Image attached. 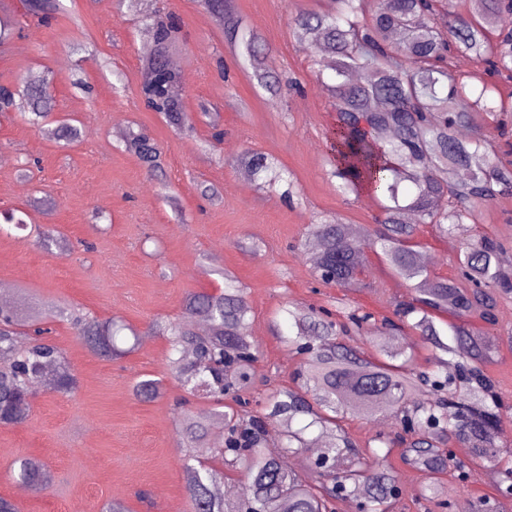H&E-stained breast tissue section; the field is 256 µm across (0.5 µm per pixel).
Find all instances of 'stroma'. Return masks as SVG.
I'll use <instances>...</instances> for the list:
<instances>
[{
	"label": "stroma",
	"mask_w": 512,
	"mask_h": 512,
	"mask_svg": "<svg viewBox=\"0 0 512 512\" xmlns=\"http://www.w3.org/2000/svg\"><path fill=\"white\" fill-rule=\"evenodd\" d=\"M51 25L34 22L22 0H0V21L14 31L0 47V84L30 82L53 74L49 88L57 116L78 118L77 144L55 141L18 116H0V213L12 212L26 229L0 233V286L25 307L49 304L80 308L100 318H119L141 339L128 357L112 362L91 354L64 321L52 324L50 341L64 352L78 378L70 395L37 392L27 420L0 428V496L19 512H101L110 500L127 512H193L186 492L176 423L183 393L167 373L166 337L152 334L157 319L181 315L192 291L223 287L233 275L247 293L249 334L258 347L251 406L272 388L291 386L300 361L286 343L290 327L282 305L325 306L331 298L372 313L391 315L409 295L381 257L365 251V273L354 288L318 283L298 243L309 225L339 218L359 229L374 226L379 208L366 189L342 196L329 174V137L336 114L310 53L294 37L291 16L320 10L327 0H234L243 29L268 48L269 64L297 80L288 96L254 88L230 51L224 30L200 0H164L177 18L182 40L171 58L186 59L189 78L180 94L193 131L176 132L140 98L145 59L141 37L146 12L121 10L117 0H62ZM224 131L207 149L213 127ZM150 135L162 153L161 172L151 175L121 142L128 130ZM264 153L288 169L292 198L282 187L241 185L245 152ZM204 185L214 199L201 197ZM49 227L67 237L70 251L57 254L37 241ZM486 235L512 257V196L472 208L460 232L443 236L420 225L415 241L438 275L456 274L468 239ZM479 336L496 348L485 369L498 386L505 410L496 443L512 451V295L499 297L497 321L475 319ZM158 378L164 393L151 402L133 392L137 380ZM454 461L469 469L437 476L443 499L460 496L512 512V496L475 460L451 445ZM43 462L54 479L23 492L5 476L15 459ZM385 465L403 491L396 512H442L419 497L424 475L392 449Z\"/></svg>",
	"instance_id": "35a3bbf8"
}]
</instances>
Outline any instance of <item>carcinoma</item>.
<instances>
[{
  "label": "carcinoma",
  "instance_id": "obj_1",
  "mask_svg": "<svg viewBox=\"0 0 512 512\" xmlns=\"http://www.w3.org/2000/svg\"><path fill=\"white\" fill-rule=\"evenodd\" d=\"M436 0H330L320 12H299L294 33L309 45L315 62L332 71L325 83L336 112L332 131L331 175L338 191L348 195L362 187L384 198L379 229L364 227L353 236L339 221L309 226L300 246L315 272L329 271L334 286H355L362 280L360 254L378 251L393 276L410 286L414 297L396 304V320H387L395 340H373L380 358L365 355L344 338L381 331L369 312L341 306L327 309L283 308L294 336L288 343L301 356L298 386L266 396L262 411L235 410L240 392L251 383L256 359L250 341L246 292L224 272V288L190 292L182 318L155 321L151 330L170 337L166 369L182 389L207 402L187 412L177 433L182 446L193 450L196 464L184 466L185 488L194 512H334V501L348 498L356 512H392L399 495L398 477L380 467L373 447L358 449L338 418L393 416L394 435H377L384 448L402 445L404 462L423 472L424 491L435 495L434 476L450 466L443 446L451 441L471 449L472 456L499 484L512 482V458L502 456L496 434L503 405L494 382L483 369L491 352L489 341L475 334L473 313L490 322L495 302L490 290L512 294V260L488 236L463 244L456 276L439 277L421 261L413 239L419 225L431 224L447 235L464 223L477 204L512 195V169L499 164L490 135L458 136L473 126L474 115L512 110V101L496 100L495 87L483 74L473 78L481 88L469 91L444 66L446 56H467L484 64V74L512 77V31L497 41L487 30L506 12L505 0H480L478 17L447 20ZM29 14L48 23L62 10L60 0H24ZM205 10L224 28L225 41L257 86L286 94L290 82L272 72L268 51L259 37L240 27L232 0H201ZM154 55L147 61L148 80L141 93L148 107L163 114L178 130H192L193 118L172 95L178 81L165 54L180 40V26L171 15H156L152 26ZM46 78L39 85L20 81L0 85V112H14L47 127L57 141L78 138L75 119L58 120L51 112ZM125 141L147 171L160 167V151L146 134L130 133ZM241 164L256 182L286 184L288 170L274 158L252 153ZM412 212L417 223L404 216ZM42 243L62 253L69 245L52 229L41 232ZM453 320L443 329L435 323L441 313ZM63 317V309H21L0 295V427H13L28 418L31 399L39 389L71 392L78 383L61 351L38 336L46 315ZM83 345L94 355L118 359L130 352L119 346L125 325L87 313L70 315ZM422 337L433 354V369L420 372L411 345L396 336ZM161 381L142 379L134 392L144 401L161 395ZM299 415L310 416L301 427ZM282 426L278 449L268 448L269 427ZM317 429L318 434L310 433ZM333 441L315 463L288 468L281 458L304 448H317L323 434ZM238 473L247 493L233 503L215 495L224 482V468ZM11 476L20 484L46 485L51 474L37 459L23 458Z\"/></svg>",
  "mask_w": 512,
  "mask_h": 512
}]
</instances>
